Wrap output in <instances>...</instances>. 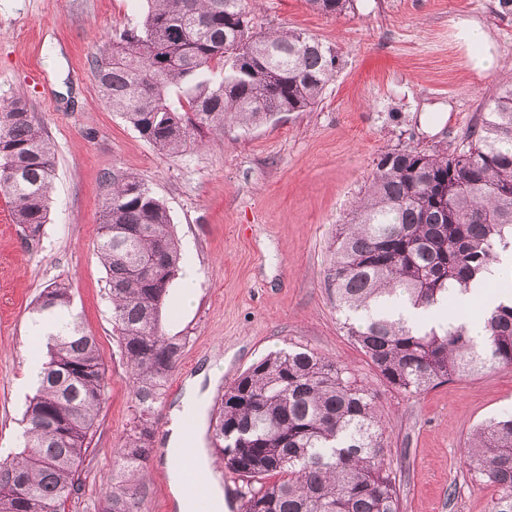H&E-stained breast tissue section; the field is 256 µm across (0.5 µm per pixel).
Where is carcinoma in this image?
I'll list each match as a JSON object with an SVG mask.
<instances>
[{"mask_svg": "<svg viewBox=\"0 0 512 512\" xmlns=\"http://www.w3.org/2000/svg\"><path fill=\"white\" fill-rule=\"evenodd\" d=\"M307 2L339 17L353 0ZM251 13L248 0H147L142 19L93 57L102 99L172 157L205 132H246L312 108L338 53L302 31L259 30ZM54 174L53 147L27 100L1 96L0 195L29 251L40 246ZM105 181L97 251L141 419L115 452L100 512H140L148 416L186 346L161 326L181 255L167 208L142 178L114 168ZM511 248L512 81L485 103L461 150L378 155L363 197L337 225L327 279L347 335L380 379L416 395L471 370L511 367L512 301L481 311V340L457 314L409 322L390 307L457 308L452 290L468 291ZM33 313L48 359L27 399L22 448L0 457V512H65L105 401L98 344L72 312L69 288L46 286ZM209 429L214 454L245 485L241 512H399L377 394L334 360L303 348L266 356L224 391ZM465 456L497 489L490 512H512V416L478 425Z\"/></svg>", "mask_w": 512, "mask_h": 512, "instance_id": "1", "label": "carcinoma"}]
</instances>
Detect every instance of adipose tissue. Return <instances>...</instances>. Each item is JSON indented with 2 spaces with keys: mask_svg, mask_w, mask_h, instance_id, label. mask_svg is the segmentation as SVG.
<instances>
[{
  "mask_svg": "<svg viewBox=\"0 0 512 512\" xmlns=\"http://www.w3.org/2000/svg\"><path fill=\"white\" fill-rule=\"evenodd\" d=\"M457 38L465 47L468 62L472 69L481 74L493 72L496 58L492 51L486 31L477 24H462L457 31ZM222 376L221 369L210 368L190 380L186 387L180 409L174 410L167 428L165 442L167 474L176 488L179 512H225L224 492L218 484H210L207 494L187 487V468L196 469L199 474H206L211 460L206 448H198L192 464H185L182 449L187 441V422L195 420L203 424L207 403V386L215 385Z\"/></svg>",
  "mask_w": 512,
  "mask_h": 512,
  "instance_id": "ef3b65f1",
  "label": "adipose tissue"
}]
</instances>
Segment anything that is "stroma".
<instances>
[{
  "label": "stroma",
  "mask_w": 512,
  "mask_h": 512,
  "mask_svg": "<svg viewBox=\"0 0 512 512\" xmlns=\"http://www.w3.org/2000/svg\"><path fill=\"white\" fill-rule=\"evenodd\" d=\"M498 0H354L341 17L306 0H257L261 29H301L340 52L321 101L250 131L205 134L180 156L146 142L103 101L91 59L135 24L145 0H0V94H20L54 145L56 177L37 250H26L0 196V456L22 445L33 303L66 283L71 307L96 336L106 401L65 512H98L113 451L135 424L128 367L112 332L106 272L96 249L99 203L112 168L137 174L165 204L198 279L179 309L171 286L162 324L186 337L164 402L151 418L141 512H177L164 471L165 436L188 379L224 367L226 387L267 354L294 346L336 360L371 384L385 415L384 445L400 512H490L493 486L470 473L472 428L512 413V367L451 378L414 396L386 386L347 335L327 285L336 227L363 193L381 151L457 149L484 102L512 77V15ZM488 31L496 70L480 76L456 37L461 22Z\"/></svg>",
  "instance_id": "35a3bbf8"
}]
</instances>
